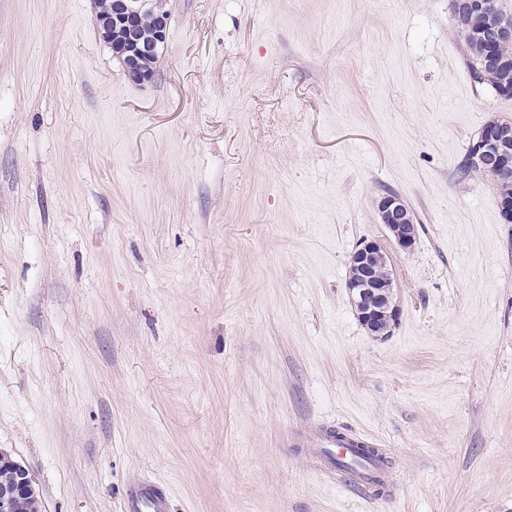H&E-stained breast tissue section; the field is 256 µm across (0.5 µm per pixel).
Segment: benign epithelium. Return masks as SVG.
<instances>
[{"instance_id": "1", "label": "benign epithelium", "mask_w": 512, "mask_h": 512, "mask_svg": "<svg viewBox=\"0 0 512 512\" xmlns=\"http://www.w3.org/2000/svg\"><path fill=\"white\" fill-rule=\"evenodd\" d=\"M474 0H451L456 18L465 23L458 32L470 34L472 17L469 10ZM151 20L152 35L141 36L139 27ZM168 20L156 0H114L112 10L99 15L98 32L104 43L112 49L123 73L135 82L148 83L154 73L145 66L144 59L159 55L167 36ZM470 167H491L498 171L500 181L512 180V149L500 123H486L471 144L466 158ZM380 222L384 224L393 242L402 250L411 249L417 239V224L407 204L396 194H386L377 202ZM384 245L376 240L359 243L350 259L354 276L346 283L359 322L373 335L384 326L395 325L401 309L394 298L395 284L391 278H382L372 265L376 258L387 257ZM35 475L0 451V512H18L22 502L36 497Z\"/></svg>"}]
</instances>
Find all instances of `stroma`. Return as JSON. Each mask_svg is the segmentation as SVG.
Listing matches in <instances>:
<instances>
[{
	"label": "stroma",
	"mask_w": 512,
	"mask_h": 512,
	"mask_svg": "<svg viewBox=\"0 0 512 512\" xmlns=\"http://www.w3.org/2000/svg\"><path fill=\"white\" fill-rule=\"evenodd\" d=\"M152 82L92 0H0V448L46 512H512V224L462 165L512 98L451 0H165ZM419 233L400 250L376 202ZM402 315L359 322L357 245ZM374 438L389 485L312 456ZM381 224L393 242L404 251L410 250L417 239V224L407 204L397 194H386L377 202ZM314 438L319 448V457L327 461V473L331 474L336 481L353 489H364L374 483L384 481L387 473L384 465L373 460L363 461L360 464L343 463L342 461L354 458L360 454L364 458L372 459L378 454L373 445L355 438L346 431L337 430L334 427L320 426L314 432ZM330 448H336V455L333 457ZM120 512H169V498L158 484L135 482L123 499Z\"/></svg>",
	"instance_id": "1"
}]
</instances>
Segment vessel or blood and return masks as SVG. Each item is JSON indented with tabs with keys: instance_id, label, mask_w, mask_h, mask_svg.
Masks as SVG:
<instances>
[{
	"instance_id": "vessel-or-blood-1",
	"label": "vessel or blood",
	"mask_w": 512,
	"mask_h": 512,
	"mask_svg": "<svg viewBox=\"0 0 512 512\" xmlns=\"http://www.w3.org/2000/svg\"><path fill=\"white\" fill-rule=\"evenodd\" d=\"M314 438L320 458L328 463V473L346 487L363 489L386 479L381 463H354L361 442L349 432L321 426L315 430ZM120 512H169V498L158 484L137 482L123 499Z\"/></svg>"
}]
</instances>
